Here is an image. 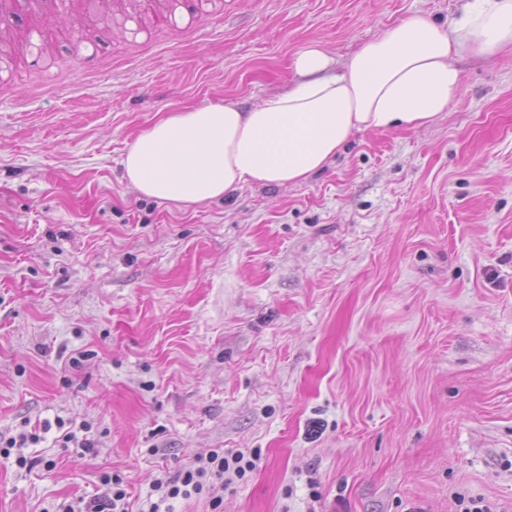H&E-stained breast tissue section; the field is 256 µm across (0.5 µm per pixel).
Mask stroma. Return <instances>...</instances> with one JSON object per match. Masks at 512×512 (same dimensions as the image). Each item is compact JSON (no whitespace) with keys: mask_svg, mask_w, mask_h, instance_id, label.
Returning <instances> with one entry per match:
<instances>
[{"mask_svg":"<svg viewBox=\"0 0 512 512\" xmlns=\"http://www.w3.org/2000/svg\"><path fill=\"white\" fill-rule=\"evenodd\" d=\"M184 2L200 36L157 30L156 0L0 26V512L91 501L107 474L138 512L213 448L256 455L221 512H512V50L457 58L434 124L356 132L302 184L163 202L120 160L167 112L253 105L308 44L340 66L461 7Z\"/></svg>","mask_w":512,"mask_h":512,"instance_id":"stroma-1","label":"stroma"}]
</instances>
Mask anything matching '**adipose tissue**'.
<instances>
[{
    "label": "adipose tissue",
    "mask_w": 512,
    "mask_h": 512,
    "mask_svg": "<svg viewBox=\"0 0 512 512\" xmlns=\"http://www.w3.org/2000/svg\"><path fill=\"white\" fill-rule=\"evenodd\" d=\"M512 47V0H465L443 26L413 14L363 43L341 71L319 45L294 60L296 79L250 108L235 102L175 110L122 159L142 196L196 204L258 183L285 187L323 169L354 132L432 125L462 82L455 58Z\"/></svg>",
    "instance_id": "ef3b65f1"
}]
</instances>
